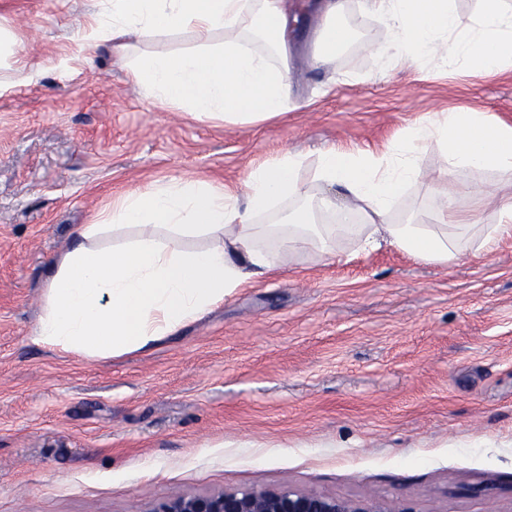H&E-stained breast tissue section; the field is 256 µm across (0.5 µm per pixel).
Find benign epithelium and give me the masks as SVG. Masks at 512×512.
I'll list each match as a JSON object with an SVG mask.
<instances>
[{
  "mask_svg": "<svg viewBox=\"0 0 512 512\" xmlns=\"http://www.w3.org/2000/svg\"><path fill=\"white\" fill-rule=\"evenodd\" d=\"M154 512H415L404 505H388L375 498L344 499L290 488L277 491L237 490L220 494L178 497Z\"/></svg>",
  "mask_w": 512,
  "mask_h": 512,
  "instance_id": "7a95c632",
  "label": "benign epithelium"
}]
</instances>
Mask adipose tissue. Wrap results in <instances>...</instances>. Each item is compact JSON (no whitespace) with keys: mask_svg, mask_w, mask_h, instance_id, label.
Masks as SVG:
<instances>
[{"mask_svg":"<svg viewBox=\"0 0 512 512\" xmlns=\"http://www.w3.org/2000/svg\"><path fill=\"white\" fill-rule=\"evenodd\" d=\"M89 37L127 56L146 98L178 112L253 124L303 107L289 59L292 19L283 0H102ZM389 41L372 47L380 69L409 60L434 70L512 68V6L480 0L461 28L454 0H368ZM353 0H315L320 18L312 62L328 68L360 36ZM191 32L194 48L138 53L139 44ZM444 150L434 177L460 171L512 175V125L484 112H433L382 154L322 152L310 194L297 175L304 156L288 152L252 166L244 193L186 178L127 191L97 223L83 225L53 263L34 340L88 362L156 347L286 257H335L343 242L370 251L389 245L416 260L448 266L479 258L512 237V190L476 183L497 198L495 223L472 215L452 224L397 217L400 196L424 176L428 147ZM292 202L288 217L279 207Z\"/></svg>","mask_w":512,"mask_h":512,"instance_id":"1","label":"adipose tissue"}]
</instances>
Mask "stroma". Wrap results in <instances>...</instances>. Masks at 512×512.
<instances>
[{
    "instance_id": "1",
    "label": "stroma",
    "mask_w": 512,
    "mask_h": 512,
    "mask_svg": "<svg viewBox=\"0 0 512 512\" xmlns=\"http://www.w3.org/2000/svg\"><path fill=\"white\" fill-rule=\"evenodd\" d=\"M310 0H285L308 107L230 124L147 100L110 43L100 0H0L24 70L0 62V512H153L177 496L284 487L398 501L414 512H512V238L448 266L345 245L290 260L158 348L105 363L32 340L74 230L121 193L201 178L241 184L288 151L299 174L336 147L381 153L432 112L512 124V69L375 76L353 46L308 51ZM499 181L496 173L483 176ZM462 172L455 210H479Z\"/></svg>"
}]
</instances>
